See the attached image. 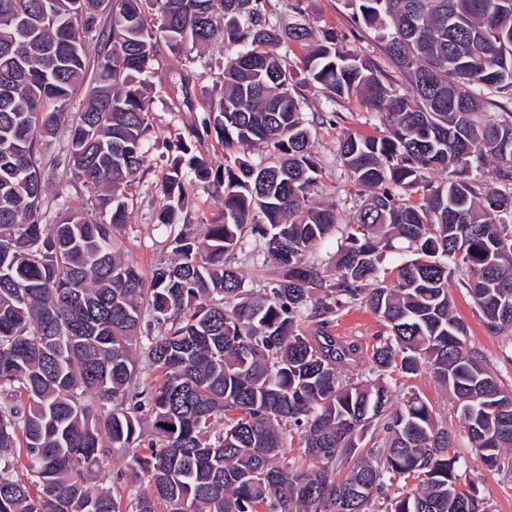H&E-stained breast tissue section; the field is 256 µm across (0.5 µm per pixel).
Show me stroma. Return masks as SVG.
Listing matches in <instances>:
<instances>
[{
	"label": "stroma",
	"instance_id": "obj_1",
	"mask_svg": "<svg viewBox=\"0 0 512 512\" xmlns=\"http://www.w3.org/2000/svg\"><path fill=\"white\" fill-rule=\"evenodd\" d=\"M275 10L281 27L302 23L317 32H336L348 48L369 58L379 67H386L387 62L373 32L354 23L352 7L347 0H309L302 15L280 2ZM225 55L224 47L219 44L197 47L190 51L191 64L186 67L178 56L164 48L146 76V86L154 98L153 121L145 141L147 162L139 182L132 188L131 223L122 249L125 260L137 265L143 272H151L157 266L170 263L173 258L170 241L177 230L156 220L164 204L163 198L156 192V185L166 172L174 143L188 137L192 128L201 125L209 99L219 97L216 81L224 70ZM184 68L191 75L186 85L180 80V71ZM304 95L308 113L322 120L314 141V151L322 168L323 179L312 193L311 201L318 207L334 206L341 222L353 221L359 197L339 160L338 145L350 130L379 134L382 130L379 117L355 98L332 104L314 89L305 90ZM90 205L88 192L76 179L66 175L57 177L46 192L44 221L48 224L59 223L66 208H87ZM231 264L240 273L246 288L259 290L268 284V270L272 261L262 240L248 237L242 249L236 251ZM449 292L456 314L469 327V347L481 353L489 370L497 372L512 387V363L505 358L500 337L487 331L464 289L453 286ZM381 330L379 318L365 306L352 304L342 308L337 315L336 332L339 335L352 336L371 344ZM392 388L399 397L410 390L419 393L432 404L439 420L450 428H459L452 395L429 375L398 377ZM461 475L478 496L488 502L491 512H512V475L490 471L476 463L462 468Z\"/></svg>",
	"mask_w": 512,
	"mask_h": 512
}]
</instances>
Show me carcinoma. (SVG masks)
<instances>
[{"instance_id":"obj_1","label":"carcinoma","mask_w":512,"mask_h":512,"mask_svg":"<svg viewBox=\"0 0 512 512\" xmlns=\"http://www.w3.org/2000/svg\"><path fill=\"white\" fill-rule=\"evenodd\" d=\"M353 2L411 91L334 34L280 27L270 0H0V512H490L427 399L411 391L396 406L390 385L342 368L431 373L456 397L471 458L512 471V409H501L512 388L468 346L448 291L466 288L512 349V119L486 111L489 95L512 96V0ZM217 42L229 50L223 93L203 132L224 145V167L178 140L157 221L178 223L198 182L224 211L204 241L173 237L178 260L147 278L120 240L151 126L140 77L161 44L178 55ZM309 42L304 81L331 103L363 96L386 127L339 143L365 196L352 224L309 201L322 178L316 122L273 52ZM80 92L83 109L69 111ZM59 131L68 152L47 160L39 141ZM254 143L269 164L238 151ZM488 156L500 187L480 192L466 175ZM61 167L95 214L44 224ZM435 171L445 185L428 180ZM248 234L276 262L262 293L226 265ZM333 236L329 280L306 255ZM393 249L408 259L389 270ZM355 301L382 321L369 347L334 331ZM138 360L160 382L133 392ZM294 440L301 455L280 464ZM119 448L143 449L129 464L143 490L90 481L112 479ZM398 477L416 487L391 495Z\"/></svg>"}]
</instances>
